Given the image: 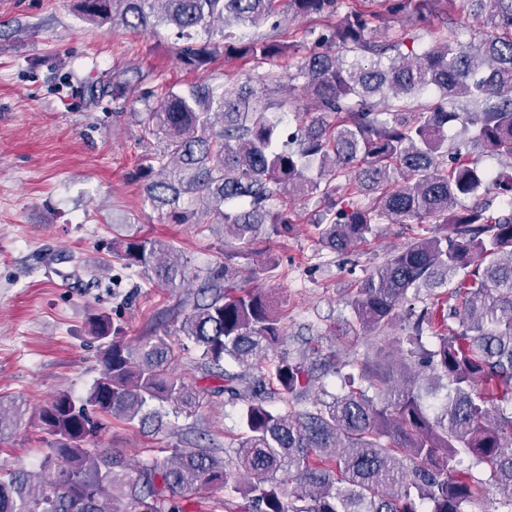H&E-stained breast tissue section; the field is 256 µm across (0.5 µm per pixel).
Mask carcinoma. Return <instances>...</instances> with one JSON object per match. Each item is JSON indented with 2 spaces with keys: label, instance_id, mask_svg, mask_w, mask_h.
Wrapping results in <instances>:
<instances>
[{
  "label": "carcinoma",
  "instance_id": "1",
  "mask_svg": "<svg viewBox=\"0 0 512 512\" xmlns=\"http://www.w3.org/2000/svg\"><path fill=\"white\" fill-rule=\"evenodd\" d=\"M341 2L81 0L98 25L171 28L180 61L194 69L218 53L258 65L291 54L278 21L245 40L227 31L258 26L282 3L288 15L325 21V49L288 65L298 95L280 102L204 80L146 90L145 111L131 113L142 138L160 142L140 167L145 199L175 224L205 214L224 228L226 250L224 262L189 278L173 245L115 224L112 254L147 284L177 290L200 281L180 303L178 333L183 349H198L196 368L224 381L214 393L241 403L237 447L221 457L190 426L193 447L173 448L134 478L120 452L93 447L114 419L157 431L169 414L194 417L200 402L174 373L164 325L132 344L120 321L95 314L99 375L84 399L59 392L39 410L50 436L42 463L0 472V512H189L183 493L201 488L238 494L249 512H466L480 495L462 467L467 456L488 467L512 512V170L487 172L459 147L451 166L441 161L455 122L472 145L512 159V0H463L484 27L478 41L457 37L406 54L403 37L367 39L369 20L408 13L423 21L455 0H380L383 13L355 8L340 17ZM343 49L373 60L349 61ZM299 95L313 107H300ZM342 188L374 196L340 207ZM316 194L328 200L318 241L335 252L376 224L427 218L449 229L395 250L358 282L348 301L353 324L382 336L405 315L409 333L396 339L394 357L369 346L360 362L367 388L329 401L310 396L317 378L302 359L283 354L272 374L263 372L281 320L256 273L241 278L235 262L288 235L298 217L292 202ZM442 287L440 303L410 306ZM27 413L22 400H0V442Z\"/></svg>",
  "mask_w": 512,
  "mask_h": 512
}]
</instances>
